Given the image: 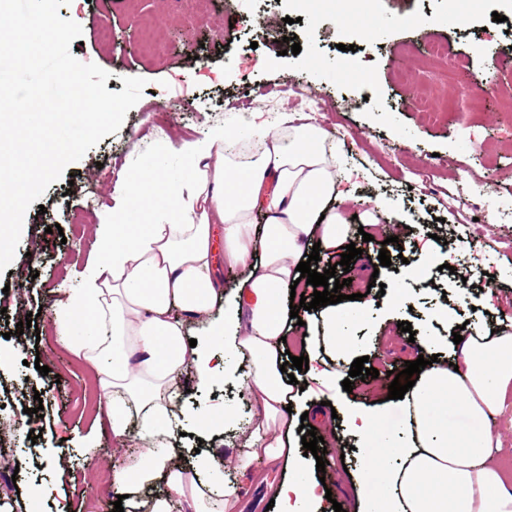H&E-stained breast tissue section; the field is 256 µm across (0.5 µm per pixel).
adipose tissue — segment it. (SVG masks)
Wrapping results in <instances>:
<instances>
[{"instance_id": "adipose-tissue-1", "label": "adipose tissue", "mask_w": 512, "mask_h": 512, "mask_svg": "<svg viewBox=\"0 0 512 512\" xmlns=\"http://www.w3.org/2000/svg\"><path fill=\"white\" fill-rule=\"evenodd\" d=\"M327 139L322 126L291 119L276 129L253 123L244 136L215 127L181 147L178 169L154 154L114 184L98 254L52 323L112 395L118 454L108 476L126 512H171L176 500L187 512H236L240 495L224 468L247 477L262 458L288 466L287 478L269 484L277 512H320L326 491L291 451L294 394L280 367L284 298L307 245L330 252L350 235L341 206L352 195ZM220 257L247 271L234 293L216 275ZM365 310L328 306L319 335L303 326L310 359L352 351L347 328ZM497 316L495 332L465 331L454 361L416 375L397 403L404 438L364 459L378 481L360 512H512V474L491 424L512 392V311ZM197 318L205 336L192 346L184 326ZM240 358L254 407L242 453L227 460L211 449L183 466L173 418L184 375L205 385ZM160 482L166 494H149Z\"/></svg>"}]
</instances>
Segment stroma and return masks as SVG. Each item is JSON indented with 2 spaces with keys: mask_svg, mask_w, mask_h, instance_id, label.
I'll use <instances>...</instances> for the list:
<instances>
[{
  "mask_svg": "<svg viewBox=\"0 0 512 512\" xmlns=\"http://www.w3.org/2000/svg\"><path fill=\"white\" fill-rule=\"evenodd\" d=\"M70 7L82 17V36L71 43L76 58L108 72V91H122L124 78L134 76L146 86L120 130L69 165L40 208L28 209L14 260L0 274V349L13 354L0 368V489L11 490L14 512H84L91 498L98 512L113 509L115 497L98 478L113 448L106 407L83 405L95 370L62 348L50 328L98 248L87 192L107 210L113 181L105 169L117 174L152 154L178 165V147L213 126L245 131L258 116L279 127L301 112L288 96L300 83L320 104L311 118L345 150L341 169L365 173L347 209L351 239L359 237L366 202H385L396 216L391 228H371L369 253L349 269H340L337 251L318 263L322 270L335 265L336 278L350 276L343 294L370 301L350 334L378 377H350L340 362L327 368L335 382L350 380L356 407L381 415L365 443L347 426L318 421L319 431L332 435L324 472L315 457L306 459L309 477L324 476L333 499L353 512L365 484L363 452L378 453L399 430L388 387L416 359L417 342L452 356L457 325L488 331L498 309H512V223L497 218L512 213V102L504 96L512 90V0H457L453 9L448 0H375L368 14L330 0L306 15L294 0H71ZM496 13L501 21H493ZM423 19L429 27H420ZM146 32L165 52L144 49ZM291 37L299 54L286 51ZM345 42L351 51H341ZM433 44L447 53L430 63ZM429 84L435 97L425 113L412 101ZM429 160L436 167L424 188L418 173ZM457 183L484 209L485 223H464L449 208L446 190ZM383 248L391 266L377 264ZM397 285L405 293L395 303L387 290ZM30 312L36 327L17 333ZM403 321L411 332L400 330ZM41 364L48 375L39 374ZM241 378L234 370L200 388L186 377L185 410L247 419ZM33 431L40 434L34 442Z\"/></svg>",
  "mask_w": 512,
  "mask_h": 512,
  "instance_id": "obj_1",
  "label": "stroma"
}]
</instances>
